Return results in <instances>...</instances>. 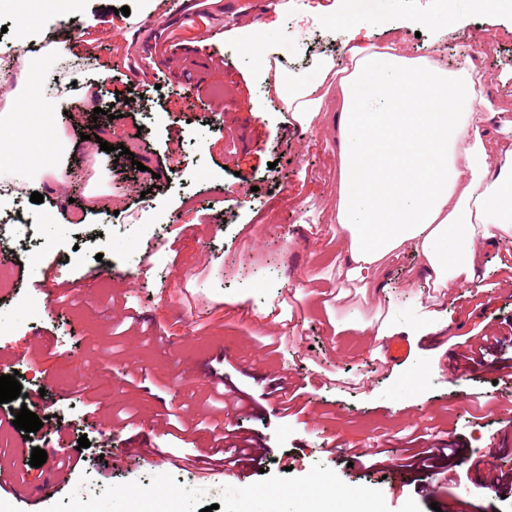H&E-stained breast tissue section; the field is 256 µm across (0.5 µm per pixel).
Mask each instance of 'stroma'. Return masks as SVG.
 <instances>
[{"mask_svg": "<svg viewBox=\"0 0 512 512\" xmlns=\"http://www.w3.org/2000/svg\"><path fill=\"white\" fill-rule=\"evenodd\" d=\"M335 3L280 0L261 21L228 26L244 0H193L181 15L142 0H79L80 38L67 60L46 59L36 73L48 97L74 85L55 106L68 115L71 174L43 203L19 204L53 222L0 251L11 273L0 285V376L45 390L35 412L50 426L24 437L0 405V512H126L135 494L141 512H446L453 501L512 512V288L500 269L512 240L450 292L426 287L410 251L390 258L378 287L345 283L332 231L336 97L309 128L288 122L268 75L230 49L262 34L289 85L317 79L323 57L344 69L343 36L313 12ZM358 7L373 19L369 44L384 47L395 28L409 56L451 70L474 29L512 26V0L491 13L471 0ZM50 8L0 6L1 61L18 52L17 17ZM443 9L460 19L448 33L411 22ZM303 17L314 24L305 35ZM148 41L166 48L180 83L146 62ZM493 44L479 57L482 108L512 121V36ZM131 89L132 107L108 118L114 94ZM104 141L127 149L122 188ZM96 165L116 211L107 223L87 209ZM432 309L448 327L418 335ZM376 319L399 327L400 356L390 339L358 331ZM484 335L499 339L491 355L462 360ZM227 429L262 459L225 464L211 435ZM427 443L461 454L423 472L409 457ZM25 446L46 462L16 458ZM353 446L372 454L349 465ZM323 476L335 494L317 491ZM496 476L503 486H491Z\"/></svg>", "mask_w": 512, "mask_h": 512, "instance_id": "stroma-1", "label": "stroma"}]
</instances>
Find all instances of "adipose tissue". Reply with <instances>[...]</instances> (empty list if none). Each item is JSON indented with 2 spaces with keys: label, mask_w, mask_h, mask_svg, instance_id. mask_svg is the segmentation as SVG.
<instances>
[{
  "label": "adipose tissue",
  "mask_w": 512,
  "mask_h": 512,
  "mask_svg": "<svg viewBox=\"0 0 512 512\" xmlns=\"http://www.w3.org/2000/svg\"><path fill=\"white\" fill-rule=\"evenodd\" d=\"M346 38L350 67L319 65L316 81L275 91L294 121L309 127L326 109V85L337 83L335 130L340 187L336 236L341 274L368 286L387 257L409 250L421 260L428 287L441 291L472 282L482 254L512 237V167L493 168L494 154L512 157V124L496 125L479 96L485 75L474 56L448 72L440 62L409 57L401 42L384 51L356 40L366 22L356 9L333 13ZM19 44L14 76L23 111L0 112V210L12 207L20 184L42 189L61 181L71 141L48 104L30 111L35 60Z\"/></svg>",
  "instance_id": "adipose-tissue-1"
}]
</instances>
